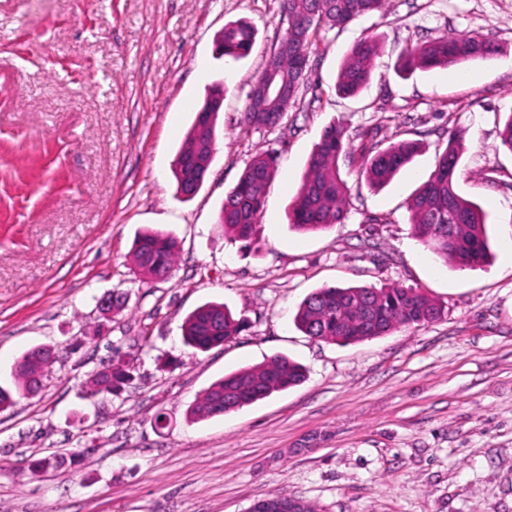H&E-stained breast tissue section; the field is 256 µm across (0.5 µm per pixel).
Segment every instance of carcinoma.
Returning a JSON list of instances; mask_svg holds the SVG:
<instances>
[{
	"instance_id": "1",
	"label": "carcinoma",
	"mask_w": 512,
	"mask_h": 512,
	"mask_svg": "<svg viewBox=\"0 0 512 512\" xmlns=\"http://www.w3.org/2000/svg\"><path fill=\"white\" fill-rule=\"evenodd\" d=\"M384 0H283V12L291 18L311 16L307 38L301 43H281L267 58L265 67L277 70V80L299 91L306 72L295 70L296 59L308 55L320 28H341L382 8ZM256 28L247 22H230L220 36L222 56L240 60L247 57L256 41ZM378 51L374 40L359 41L346 56L337 80V90L354 96L369 82L372 61ZM494 52L493 45L478 35H451L405 49L399 69L410 71L435 67H456L483 59ZM223 99L214 91L205 100L188 130L185 146L175 162L178 191L193 197L199 172L211 165L215 151L214 133L219 110L214 103ZM346 131L336 124L326 126L311 153L305 175L289 212V224L301 233H317L346 218L348 188L341 178L339 160H360L359 172L373 186L388 183L417 152V144L400 140L382 150L365 144L354 148ZM462 155L461 144L453 139L438 154L435 169L413 196L409 223L415 237L438 257L464 267L483 265L489 246L485 214L475 202L462 196L456 170ZM276 174L275 160L267 155L253 158L238 182L224 198L217 226L234 240L251 248L257 244V227L267 191ZM178 249L177 239L160 231L137 239L135 263L143 275L158 279L168 276ZM439 304L415 289L397 284L379 288L367 286L324 287L301 303L294 323L305 335L334 344H351L389 334L405 325L425 324L439 318ZM245 320L221 304L207 303L190 313L182 324L184 344L206 352L245 330ZM48 357L37 347L17 362L14 377L25 391L42 380ZM132 379L130 363L120 351L102 365L90 381L92 397L115 395ZM305 380L303 367L285 356L224 376L211 384L190 406L189 417L206 420L250 405L274 392L286 390Z\"/></svg>"
}]
</instances>
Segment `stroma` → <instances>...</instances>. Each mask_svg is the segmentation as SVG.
Wrapping results in <instances>:
<instances>
[{
    "mask_svg": "<svg viewBox=\"0 0 512 512\" xmlns=\"http://www.w3.org/2000/svg\"><path fill=\"white\" fill-rule=\"evenodd\" d=\"M245 20L252 52L218 51ZM288 27L282 0H0V384L38 346L55 352L36 396L0 411V512H248L285 495L319 512H512V0H386L323 29L295 106L243 129L247 96ZM452 34L493 56L401 78L409 46ZM380 51L357 96L336 92L360 40ZM223 91L209 173L190 199L174 164L206 96ZM420 150L386 186L341 163L345 223L303 234L288 208L323 128ZM460 193L486 215L488 263H447L414 237L408 205L449 139ZM276 155L260 247L217 226L257 155ZM147 230L177 238L171 275L133 262ZM413 287L440 319L349 345L294 324L326 286ZM122 293L120 312L101 301ZM250 327L206 352L182 339L197 307ZM134 360L120 395L88 397L113 348ZM284 355L298 386L209 420L192 403L225 374ZM168 426L156 430L154 418ZM79 452L36 473L34 459Z\"/></svg>",
    "mask_w": 512,
    "mask_h": 512,
    "instance_id": "stroma-1",
    "label": "stroma"
}]
</instances>
